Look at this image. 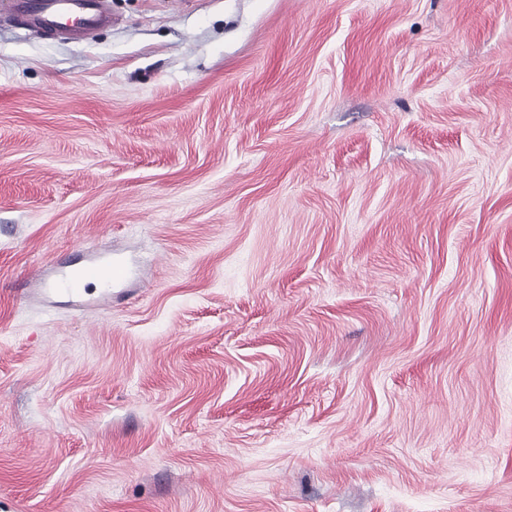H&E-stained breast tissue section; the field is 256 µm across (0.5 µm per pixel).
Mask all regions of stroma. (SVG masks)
I'll return each instance as SVG.
<instances>
[{"instance_id": "35a3bbf8", "label": "stroma", "mask_w": 512, "mask_h": 512, "mask_svg": "<svg viewBox=\"0 0 512 512\" xmlns=\"http://www.w3.org/2000/svg\"><path fill=\"white\" fill-rule=\"evenodd\" d=\"M111 7L0 13V512H512V0ZM4 4L14 25L47 35L67 31L82 40L112 23L109 0H5L1 8ZM119 269L107 262L96 263L84 267L74 273L67 281V289L74 292H82L90 284L97 283L99 286L111 283L119 276Z\"/></svg>"}]
</instances>
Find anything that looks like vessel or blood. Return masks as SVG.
<instances>
[{
  "instance_id": "vessel-or-blood-1",
  "label": "vessel or blood",
  "mask_w": 512,
  "mask_h": 512,
  "mask_svg": "<svg viewBox=\"0 0 512 512\" xmlns=\"http://www.w3.org/2000/svg\"><path fill=\"white\" fill-rule=\"evenodd\" d=\"M108 5L109 0H5V11L14 25L47 35L65 31L81 40L111 24ZM118 276L115 265L96 263L78 270L66 285L81 292L90 284H108Z\"/></svg>"
}]
</instances>
